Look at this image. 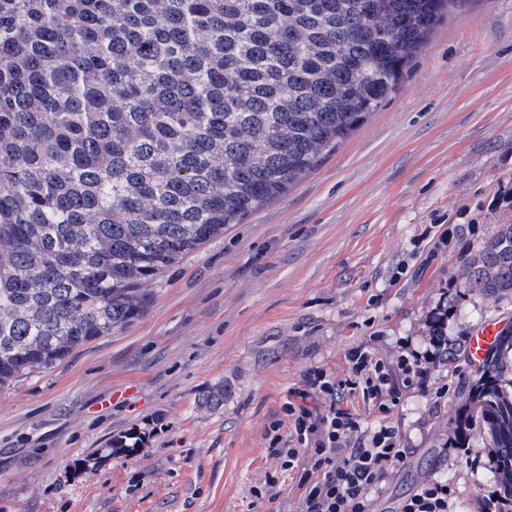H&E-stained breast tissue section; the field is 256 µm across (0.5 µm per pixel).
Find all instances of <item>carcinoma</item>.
Here are the masks:
<instances>
[{"label": "carcinoma", "mask_w": 512, "mask_h": 512, "mask_svg": "<svg viewBox=\"0 0 512 512\" xmlns=\"http://www.w3.org/2000/svg\"><path fill=\"white\" fill-rule=\"evenodd\" d=\"M460 0H0V388L148 304L142 285L284 192L397 91ZM512 291V222L458 272ZM512 512V322L475 370Z\"/></svg>", "instance_id": "cac0c4a2"}]
</instances>
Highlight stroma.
Wrapping results in <instances>:
<instances>
[{
  "label": "stroma",
  "mask_w": 512,
  "mask_h": 512,
  "mask_svg": "<svg viewBox=\"0 0 512 512\" xmlns=\"http://www.w3.org/2000/svg\"><path fill=\"white\" fill-rule=\"evenodd\" d=\"M512 222V0H463L409 63L398 92L285 194L159 278L147 311L56 368L0 390V512H298L284 476L256 498L265 432L311 366L343 373L347 350L392 356L448 309L457 348L437 402L392 411L410 453L374 504L395 512L434 474L452 512H485L500 486L473 424L444 449L473 367L475 329L512 321L457 274ZM224 386V404L200 407ZM135 437L137 449L114 443Z\"/></svg>",
  "instance_id": "1"
}]
</instances>
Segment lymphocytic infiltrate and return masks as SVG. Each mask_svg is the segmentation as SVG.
<instances>
[{"instance_id":"lymphocytic-infiltrate-1","label":"lymphocytic infiltrate","mask_w":512,"mask_h":512,"mask_svg":"<svg viewBox=\"0 0 512 512\" xmlns=\"http://www.w3.org/2000/svg\"><path fill=\"white\" fill-rule=\"evenodd\" d=\"M418 351L402 342L393 360L374 348L357 346L345 358L346 376L322 367L307 368L300 387L282 406L283 420L266 430L273 468L256 497L275 500L283 473H296L300 512H372L375 494L390 483L408 453L400 428L391 419L403 395L420 391L440 400L448 386L434 383L432 369L448 351L443 336ZM448 480L422 479L403 498L397 512H449Z\"/></svg>"}]
</instances>
